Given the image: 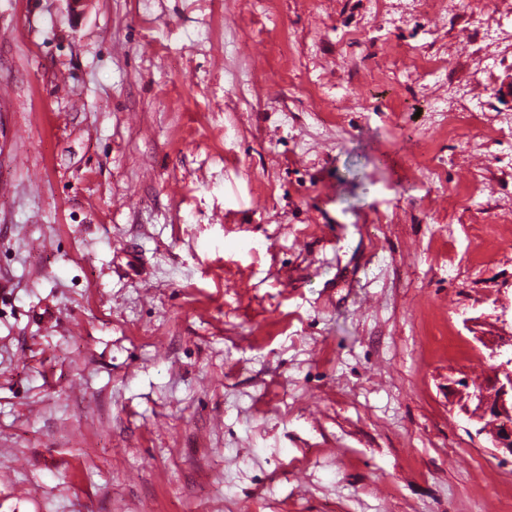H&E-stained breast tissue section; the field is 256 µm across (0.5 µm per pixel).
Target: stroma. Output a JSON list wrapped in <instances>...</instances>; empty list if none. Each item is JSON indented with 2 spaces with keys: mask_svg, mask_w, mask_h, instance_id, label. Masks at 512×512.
Segmentation results:
<instances>
[{
  "mask_svg": "<svg viewBox=\"0 0 512 512\" xmlns=\"http://www.w3.org/2000/svg\"><path fill=\"white\" fill-rule=\"evenodd\" d=\"M483 2L0 0V512H512ZM474 338L488 351L490 359L499 362L493 369L491 392L477 387L472 393H464L448 384V393L457 397L456 402L468 419L480 425L477 434L484 433L488 423L494 425L491 435L494 454L512 458V332L507 336L476 335Z\"/></svg>",
  "mask_w": 512,
  "mask_h": 512,
  "instance_id": "35a3bbf8",
  "label": "stroma"
}]
</instances>
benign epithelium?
Instances as JSON below:
<instances>
[{"label": "benign epithelium", "instance_id": "7a95c632", "mask_svg": "<svg viewBox=\"0 0 512 512\" xmlns=\"http://www.w3.org/2000/svg\"><path fill=\"white\" fill-rule=\"evenodd\" d=\"M475 340L488 351V357L497 361L493 369L494 380L490 391L479 387L464 393L453 387L448 393L457 398L460 410L469 420L479 424L477 434L486 431L491 423L494 454L512 457V333L506 336H475Z\"/></svg>", "mask_w": 512, "mask_h": 512}]
</instances>
